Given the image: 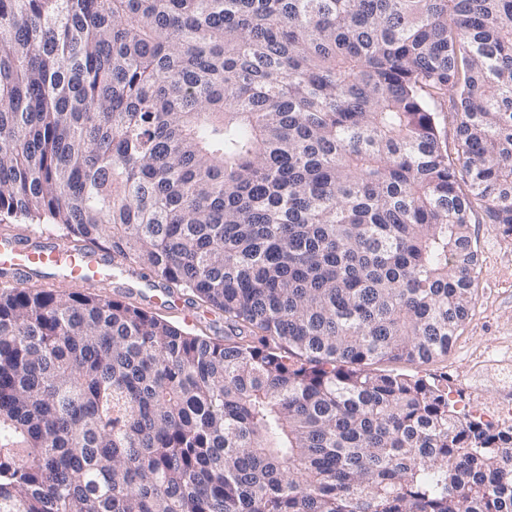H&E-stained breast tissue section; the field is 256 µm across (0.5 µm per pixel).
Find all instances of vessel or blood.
I'll return each instance as SVG.
<instances>
[{
    "label": "vessel or blood",
    "instance_id": "vessel-or-blood-1",
    "mask_svg": "<svg viewBox=\"0 0 512 512\" xmlns=\"http://www.w3.org/2000/svg\"><path fill=\"white\" fill-rule=\"evenodd\" d=\"M0 259L14 272L7 281L11 287L22 286L26 275L34 271L45 274V284L49 287L61 280L92 286L118 264L112 256L75 250L63 244L34 248L24 238L1 239Z\"/></svg>",
    "mask_w": 512,
    "mask_h": 512
}]
</instances>
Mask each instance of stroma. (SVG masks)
Wrapping results in <instances>:
<instances>
[{
    "label": "stroma",
    "mask_w": 512,
    "mask_h": 512,
    "mask_svg": "<svg viewBox=\"0 0 512 512\" xmlns=\"http://www.w3.org/2000/svg\"><path fill=\"white\" fill-rule=\"evenodd\" d=\"M472 229L479 257L473 306L454 346L447 356L427 364L396 361L385 363L384 368L444 380L456 410L487 423L491 420L487 408L512 397V366L477 363L479 355L493 354L498 342L512 336V233L487 223L479 214L472 220ZM94 291L160 315L185 332L216 340L224 337L223 315L191 304L183 295L163 296L137 264L126 263L124 271L97 283Z\"/></svg>",
    "instance_id": "obj_1"
}]
</instances>
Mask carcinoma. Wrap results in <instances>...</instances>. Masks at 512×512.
<instances>
[{
    "label": "carcinoma",
    "instance_id": "obj_1",
    "mask_svg": "<svg viewBox=\"0 0 512 512\" xmlns=\"http://www.w3.org/2000/svg\"><path fill=\"white\" fill-rule=\"evenodd\" d=\"M477 207L512 232V0H0V214L233 332L1 291L0 512H512V429L366 370L448 355Z\"/></svg>",
    "mask_w": 512,
    "mask_h": 512
}]
</instances>
